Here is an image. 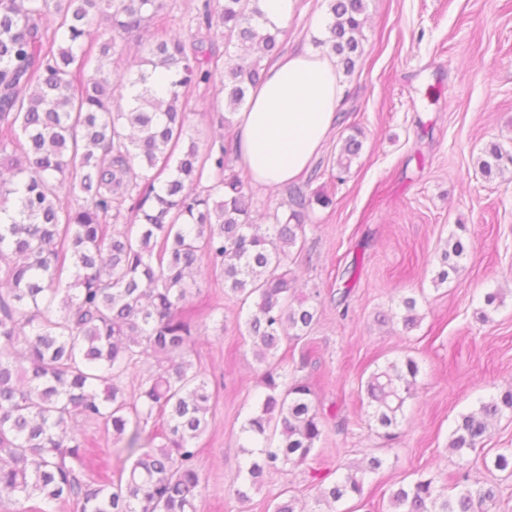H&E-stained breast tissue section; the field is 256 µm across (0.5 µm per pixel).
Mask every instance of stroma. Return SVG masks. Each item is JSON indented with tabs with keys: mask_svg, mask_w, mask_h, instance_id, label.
Masks as SVG:
<instances>
[{
	"mask_svg": "<svg viewBox=\"0 0 512 512\" xmlns=\"http://www.w3.org/2000/svg\"><path fill=\"white\" fill-rule=\"evenodd\" d=\"M326 0H298L281 51L308 45ZM363 53L344 77L342 119L301 176L314 205L291 248L288 271L319 321L301 342L283 341L277 360L308 380L325 424L320 451L288 475L266 477L239 501L241 424L263 392L236 299L222 279H197L200 335L190 358L214 394L198 442L206 485L198 512H268L281 491L313 505L312 473L327 480L376 456L382 468L344 512H391L389 494L416 474L452 487L458 459L448 448L459 416L512 387V167L484 175L491 145L512 152V0H366ZM362 143L344 178L331 165L348 136ZM466 256L437 283L436 256L449 238ZM496 294L485 306L486 294ZM417 300L404 328L401 300ZM421 371L395 440L381 437L361 383L404 357Z\"/></svg>",
	"mask_w": 512,
	"mask_h": 512,
	"instance_id": "35a3bbf8",
	"label": "stroma"
}]
</instances>
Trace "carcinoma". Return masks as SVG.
<instances>
[{
  "label": "carcinoma",
  "mask_w": 512,
  "mask_h": 512,
  "mask_svg": "<svg viewBox=\"0 0 512 512\" xmlns=\"http://www.w3.org/2000/svg\"><path fill=\"white\" fill-rule=\"evenodd\" d=\"M327 2L312 42L350 75L365 0ZM167 9L168 0H0V496L26 503L21 512L60 501L78 512H197V442L213 395L187 354L205 267L248 307L245 328L266 365L264 393L241 427L244 481L234 495L246 501L265 476L288 474L323 436L312 385L288 379L273 359L283 339H302L316 322L290 285L288 258L312 203L328 200L290 187L289 213L256 223L246 182L230 168V141L202 153L187 125V93L209 88L219 71V126L232 124L281 30L266 26L261 0H197L190 40L163 35L144 57L125 53L120 42L164 23ZM360 150L356 136L345 139L339 173ZM506 163L512 153L493 145L479 168L489 176ZM464 253L460 240L447 243L438 282L458 272ZM416 305L402 299L406 329L419 321ZM142 362L155 371L129 397L122 378ZM418 374L406 357L365 382L388 441ZM505 410L512 389L460 416L448 448L462 467ZM99 420L127 443L116 450L117 476L89 483L90 443L74 424ZM483 464L512 476V452ZM382 466L372 456L327 485L312 474L315 504L336 512ZM497 496V483L470 485L466 472L451 496L421 475L392 490L390 504L487 512Z\"/></svg>",
  "instance_id": "obj_1"
}]
</instances>
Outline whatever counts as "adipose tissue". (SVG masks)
<instances>
[{
    "label": "adipose tissue",
    "instance_id": "obj_1",
    "mask_svg": "<svg viewBox=\"0 0 512 512\" xmlns=\"http://www.w3.org/2000/svg\"><path fill=\"white\" fill-rule=\"evenodd\" d=\"M342 95V76L326 52L303 47L281 55L236 115L234 156L252 183L295 182L335 127Z\"/></svg>",
    "mask_w": 512,
    "mask_h": 512
}]
</instances>
